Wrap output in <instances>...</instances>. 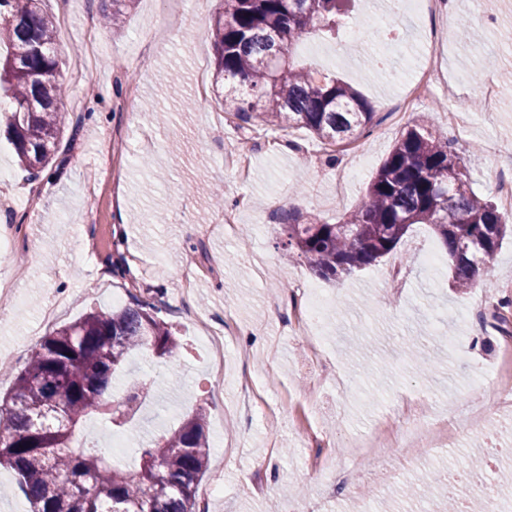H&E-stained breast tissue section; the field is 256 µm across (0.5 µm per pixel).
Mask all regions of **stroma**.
Masks as SVG:
<instances>
[{
	"label": "stroma",
	"instance_id": "stroma-1",
	"mask_svg": "<svg viewBox=\"0 0 512 512\" xmlns=\"http://www.w3.org/2000/svg\"><path fill=\"white\" fill-rule=\"evenodd\" d=\"M110 0H46L57 21L56 48L72 122L52 171L29 179L0 139V201L14 207L9 231L32 257L0 258V277L12 293L0 301V395L13 385L43 336L92 310L118 306L119 296L155 297L184 349L164 364L132 353L112 380L113 392L144 379L153 397L139 439L178 427L196 407L207 411L211 456L196 491L198 512H437L442 498L424 486L470 472L481 455L490 479L512 470V412L470 428L471 406L492 402L496 366L512 329L494 328L490 313L512 297V237L498 249L490 275L469 291L454 287L453 269L429 266L443 253L425 224L413 225L389 255L337 282L318 281L308 263L284 259L277 216L291 207L326 221L357 209L367 183L406 126L426 116L445 135L440 116L467 121L460 148L470 160L472 187L496 199V171L512 167L499 145L512 142V0H493L473 12L456 0V18L442 47L449 75L496 83L500 100L487 112L464 93L440 92L414 104L404 119L384 117V135L364 155L331 152L304 128L259 132L229 121L211 81V24L222 0H136L122 31L100 24ZM375 18L372 33L304 35L300 63L336 74L375 105L399 104L429 50L426 26L394 10L392 0H354L349 21ZM482 32L464 41L463 24ZM384 57L405 68L400 80L370 73L363 60ZM248 147L252 176L240 182L230 159ZM246 198L241 231L224 233V211L213 190ZM399 268L401 288L384 273ZM318 284L325 315L311 336L291 335L290 298L297 281ZM224 332V371L211 373L197 318ZM421 339L435 361L423 373L408 339ZM485 374L472 380V366ZM448 420L456 429L446 448L418 452L403 443L382 459L351 460L346 441L367 437L381 422ZM336 459V478H323L320 459Z\"/></svg>",
	"mask_w": 512,
	"mask_h": 512
}]
</instances>
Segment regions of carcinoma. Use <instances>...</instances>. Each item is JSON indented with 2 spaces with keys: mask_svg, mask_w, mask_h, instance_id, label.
Segmentation results:
<instances>
[{
  "mask_svg": "<svg viewBox=\"0 0 512 512\" xmlns=\"http://www.w3.org/2000/svg\"><path fill=\"white\" fill-rule=\"evenodd\" d=\"M134 0H112L104 15L121 27ZM350 0H224L213 21L214 83L224 111L270 130L304 127L344 148L378 125L375 106L348 83L295 62L305 34L335 35ZM57 28L44 0H0V98L9 102L6 138L18 164L39 178L61 150L66 89L56 55ZM469 160L420 120L407 127L370 179L365 200L331 224L290 209L279 225L284 251L335 282L394 251L414 224H428L468 289L492 271L512 219L476 194ZM154 301L90 311L42 337L11 391L0 398V466L17 473L31 512H195L196 485L210 444L200 407L172 432L136 449L138 466L119 470L107 447H73L94 416L125 429L139 415L150 384L129 385L121 401L112 375L135 351L172 362L180 343Z\"/></svg>",
  "mask_w": 512,
  "mask_h": 512,
  "instance_id": "cac0c4a2",
  "label": "carcinoma"
}]
</instances>
